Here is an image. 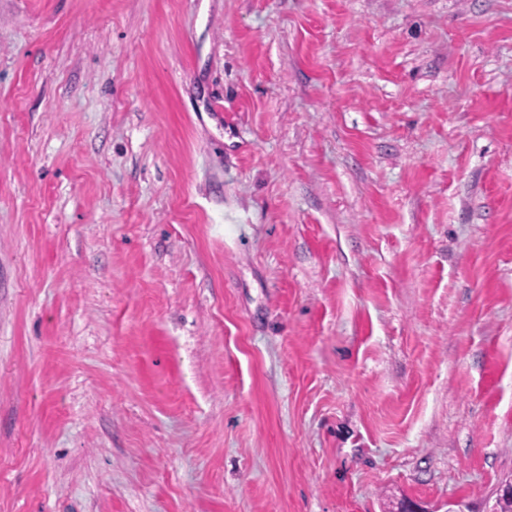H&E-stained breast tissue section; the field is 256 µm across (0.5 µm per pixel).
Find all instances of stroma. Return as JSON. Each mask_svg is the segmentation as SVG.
<instances>
[{
  "label": "stroma",
  "instance_id": "35a3bbf8",
  "mask_svg": "<svg viewBox=\"0 0 512 512\" xmlns=\"http://www.w3.org/2000/svg\"><path fill=\"white\" fill-rule=\"evenodd\" d=\"M509 478L512 0H0V512Z\"/></svg>",
  "mask_w": 512,
  "mask_h": 512
}]
</instances>
